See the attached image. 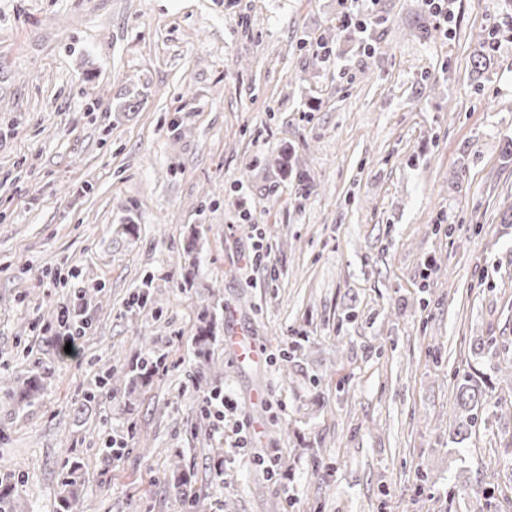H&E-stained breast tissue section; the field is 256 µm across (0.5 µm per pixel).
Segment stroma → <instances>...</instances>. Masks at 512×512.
<instances>
[{
	"label": "stroma",
	"instance_id": "obj_1",
	"mask_svg": "<svg viewBox=\"0 0 512 512\" xmlns=\"http://www.w3.org/2000/svg\"><path fill=\"white\" fill-rule=\"evenodd\" d=\"M361 8L363 34L344 0H0V380L50 373L29 407L0 396L25 512H55L70 461L87 512H471L468 481L512 512V379L471 352L512 354V0H454L444 26L423 0ZM147 356L152 382L102 388ZM466 372L497 402L456 444ZM218 391L249 447L203 412ZM62 312V314H61ZM59 315L57 336H63L66 343L72 344L74 336L85 335V329L89 327L85 308L76 305L63 307ZM216 320L215 309L203 308L198 314L199 326L195 340V354L198 358V378H202V367L209 366L211 360L210 343L213 340L212 328ZM224 346L239 364H261L264 354L254 336L245 329L224 336Z\"/></svg>",
	"mask_w": 512,
	"mask_h": 512
}]
</instances>
